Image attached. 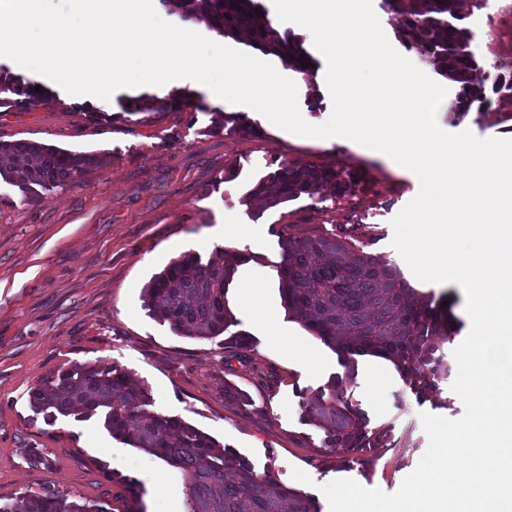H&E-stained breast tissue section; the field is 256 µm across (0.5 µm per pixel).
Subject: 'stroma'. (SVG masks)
<instances>
[{
    "mask_svg": "<svg viewBox=\"0 0 512 512\" xmlns=\"http://www.w3.org/2000/svg\"><path fill=\"white\" fill-rule=\"evenodd\" d=\"M488 79L512 64V0H487L467 20ZM313 83L295 77L304 119L328 120L332 100L326 61L314 54ZM0 75L47 89L50 102L0 106V142L26 141L74 153H104L107 164L64 185L25 198L0 180V502L27 489L52 488L95 501L109 512H186L179 469L112 438L99 417L49 420L34 413L30 392L43 377L77 364L115 362L145 384L158 412L176 416L245 457L257 473L309 496L329 512L323 485L351 479L391 494L429 445L419 415L451 420L465 412L450 380L419 395L401 374L382 378L346 369L329 347L288 314L276 267L281 235L333 234L396 266L417 296L444 298L452 333L445 354L467 336L465 297L453 282L417 279L392 245V219L419 192L417 176L383 153L351 140L302 137L279 129L249 107L232 112L257 126L243 135L213 130L224 102L207 86L181 79L116 91L109 100L73 96L40 74L0 57ZM191 106L148 112L153 97L181 91ZM492 112H439L450 133L512 141V94L490 97ZM341 170L340 185L252 213L245 195L281 163L293 160ZM248 254L226 296L239 331L252 340L246 358H225L216 342L174 335L148 316L142 289L186 252L209 259L218 249ZM318 349L311 367L294 355ZM247 392L242 406L224 397L225 383ZM336 385L367 429L388 440L341 457L322 446L323 428L304 404ZM48 461L33 463L30 449Z\"/></svg>",
    "mask_w": 512,
    "mask_h": 512,
    "instance_id": "stroma-1",
    "label": "stroma"
}]
</instances>
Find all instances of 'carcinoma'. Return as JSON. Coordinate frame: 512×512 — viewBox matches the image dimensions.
Segmentation results:
<instances>
[{
	"mask_svg": "<svg viewBox=\"0 0 512 512\" xmlns=\"http://www.w3.org/2000/svg\"><path fill=\"white\" fill-rule=\"evenodd\" d=\"M184 20L203 16L208 27L233 40L242 36L262 52L307 81L313 61L300 38L275 35L261 0H161ZM402 17L397 35L447 82L459 87L452 112L490 111L481 89L483 77L465 26L469 12L457 0H382ZM24 94V103L46 104L49 96L35 85L15 86L0 76V90ZM97 154L69 153L35 142H0V177L33 194L35 187L66 184L100 165ZM338 172L292 161L268 173L246 195V205L266 210L303 195L314 196ZM277 266L279 290L294 319L324 345L352 363V356L379 353L392 360L416 392L433 385L434 376L450 372L442 348L450 331L438 307L416 298L397 280L396 270L353 244L335 237L281 235ZM239 266V254L220 262H202L189 252L171 261L144 286L148 314L169 325L176 336L218 340L229 357L243 358L251 338L232 330L238 325L226 295ZM35 413L55 419L70 415L103 416L112 437L180 470L186 482V512H317L308 496L288 489L270 475L258 474L244 458L211 435L153 410L148 388L130 378L117 363L81 364L49 375L30 393ZM306 416L327 432L323 447L334 453L360 454L379 446L388 429L366 432L353 424L354 410L331 384L305 406ZM0 512H109L80 504L53 489L25 491L0 504Z\"/></svg>",
	"mask_w": 512,
	"mask_h": 512,
	"instance_id": "cac0c4a2",
	"label": "carcinoma"
}]
</instances>
